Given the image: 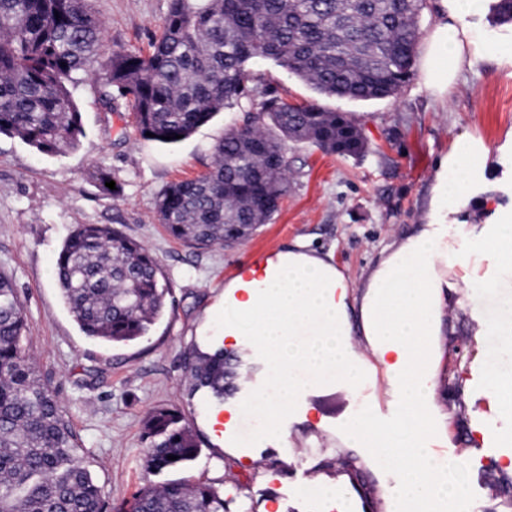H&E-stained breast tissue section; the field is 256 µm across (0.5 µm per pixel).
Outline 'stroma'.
<instances>
[{
    "instance_id": "stroma-1",
    "label": "stroma",
    "mask_w": 512,
    "mask_h": 512,
    "mask_svg": "<svg viewBox=\"0 0 512 512\" xmlns=\"http://www.w3.org/2000/svg\"><path fill=\"white\" fill-rule=\"evenodd\" d=\"M169 0H91L107 50L147 47L159 33ZM470 67L447 100L413 76L398 97L354 102L317 97L275 63L251 65L254 88L286 100L320 101L351 115L370 138L361 158L317 148L288 147L291 187L276 213L233 247L190 249L159 224L154 202L171 182L213 164V145L241 125L244 113L217 114L186 140L162 145L140 138L127 105L107 111L95 79L73 91L85 135L76 150L46 156L0 134V272L13 279L24 304L30 355L56 395L81 444L80 453L112 504L129 499L146 477L143 419L153 408L178 410L198 437L200 453L186 467L153 475L154 483L205 482L223 490L229 512H390L395 475L350 447L341 424L367 405L332 384L313 385L283 420L284 436L264 437L252 408L274 395L276 377L249 337L224 335V283L240 266L287 250L294 240L332 253L354 280L375 265L382 247L415 230L426 215L436 166L459 133L471 135L487 165L470 186L469 205L449 223L493 224L512 214V58L493 54L512 45V25L488 12L465 17ZM104 167L121 183L114 200L91 173ZM80 224H110L158 259L169 292L147 336L109 345L80 330L53 277L58 253ZM438 343L443 363L436 403L450 410L448 439L435 440L467 487L463 512H512V412L483 384L490 352L500 349L483 328L495 300L453 290ZM223 345L240 361L223 401L191 391L187 363L198 349ZM235 415H228V408Z\"/></svg>"
}]
</instances>
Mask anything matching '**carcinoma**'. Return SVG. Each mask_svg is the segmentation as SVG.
Returning <instances> with one entry per match:
<instances>
[{"mask_svg": "<svg viewBox=\"0 0 512 512\" xmlns=\"http://www.w3.org/2000/svg\"><path fill=\"white\" fill-rule=\"evenodd\" d=\"M90 0H0V134L43 155L77 149L84 129L72 87L78 75L127 100L138 135L179 143L236 104L254 120L233 127L214 148L212 168L179 180L155 201L159 223L194 248L248 238L288 194V144L364 156L363 129L318 103L258 101L248 64L271 60L326 97H396L413 75L426 0H169L148 51L115 50L98 66L103 28ZM496 24H512V0H491ZM91 177L104 193L112 174ZM62 297L82 332L110 344L145 337L165 307L156 257L110 224H80L54 266ZM26 313L11 277L0 273V512H227L224 492L207 483L145 479L132 499L110 503L78 455L77 435L27 353ZM189 377L224 399V348L188 363ZM144 471L193 461L197 437L175 409L144 420ZM176 459H168V455Z\"/></svg>", "mask_w": 512, "mask_h": 512, "instance_id": "obj_1", "label": "carcinoma"}]
</instances>
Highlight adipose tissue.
Wrapping results in <instances>:
<instances>
[{"label":"adipose tissue","instance_id":"obj_1","mask_svg":"<svg viewBox=\"0 0 512 512\" xmlns=\"http://www.w3.org/2000/svg\"><path fill=\"white\" fill-rule=\"evenodd\" d=\"M482 2L440 0L422 68L424 86L438 96L452 94L464 67L458 23ZM485 160L470 135L455 139L438 164L426 224L387 246L362 293H355L331 254L299 241L287 252L254 261L248 276L224 285L225 305L245 322L278 375L275 397L255 402L266 420L265 435L280 436L279 411L306 387L333 382L354 394L370 374L383 371L394 418L380 420L367 408L345 420L342 431L352 447L381 458L395 473L394 512H434L447 495L445 466L429 449L448 425L447 414L434 404L447 291H512V216L469 237L448 232L449 213L467 204L469 182ZM474 259L486 263L484 278H457V269ZM354 308L371 351L367 357L351 342Z\"/></svg>","mask_w":512,"mask_h":512}]
</instances>
